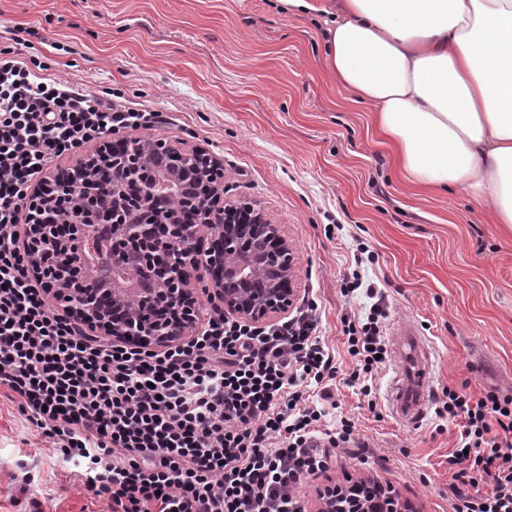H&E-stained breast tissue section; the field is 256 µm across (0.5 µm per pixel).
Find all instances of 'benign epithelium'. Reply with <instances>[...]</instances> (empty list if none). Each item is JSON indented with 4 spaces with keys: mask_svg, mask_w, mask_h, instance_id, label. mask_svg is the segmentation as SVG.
I'll return each instance as SVG.
<instances>
[{
    "mask_svg": "<svg viewBox=\"0 0 512 512\" xmlns=\"http://www.w3.org/2000/svg\"><path fill=\"white\" fill-rule=\"evenodd\" d=\"M163 173L168 194L181 206L168 208L151 195ZM143 182L133 196L127 182ZM79 195V211L69 200ZM224 168L208 151L164 139L109 140L66 170L49 171L26 199L24 235L33 272L46 283L55 307L115 343L163 348L194 335L199 306L193 281L224 312L252 323L288 313L298 297L297 255L281 225L259 203H221ZM208 231L209 246L180 255L174 242L194 244ZM104 235L112 243V266L133 258L138 281L108 283L85 267L86 242ZM204 256L199 264L195 253ZM318 512H408L390 489L369 483L352 490L329 487Z\"/></svg>",
    "mask_w": 512,
    "mask_h": 512,
    "instance_id": "benign-epithelium-1",
    "label": "benign epithelium"
}]
</instances>
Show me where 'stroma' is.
<instances>
[{
	"instance_id": "35a3bbf8",
	"label": "stroma",
	"mask_w": 512,
	"mask_h": 512,
	"mask_svg": "<svg viewBox=\"0 0 512 512\" xmlns=\"http://www.w3.org/2000/svg\"><path fill=\"white\" fill-rule=\"evenodd\" d=\"M325 17L277 0H0V50L40 76L136 110L162 113L127 138L198 145L224 165V199H254L297 255L298 297L316 300L320 335L339 377L329 399L311 390L321 429L353 422L361 446L332 449L327 470L298 486L305 512L318 491L372 477L420 512H453L448 456L456 423L428 411L408 426L389 412L392 372L374 379L375 408L343 378L352 371L342 320L365 297L341 283L358 246L361 273L385 295V330L416 325L435 350L431 399L450 387L512 394V231L488 205L408 183L369 105L325 66ZM72 464L0 398V512H102Z\"/></svg>"
}]
</instances>
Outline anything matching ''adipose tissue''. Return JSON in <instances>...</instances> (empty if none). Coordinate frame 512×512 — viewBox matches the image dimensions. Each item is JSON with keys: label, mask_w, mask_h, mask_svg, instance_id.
Returning <instances> with one entry per match:
<instances>
[{"label": "adipose tissue", "mask_w": 512, "mask_h": 512, "mask_svg": "<svg viewBox=\"0 0 512 512\" xmlns=\"http://www.w3.org/2000/svg\"><path fill=\"white\" fill-rule=\"evenodd\" d=\"M326 63L411 182L488 204L512 230V0H344Z\"/></svg>", "instance_id": "adipose-tissue-1"}]
</instances>
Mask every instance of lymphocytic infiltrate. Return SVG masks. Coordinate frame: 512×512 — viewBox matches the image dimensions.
<instances>
[{
  "label": "lymphocytic infiltrate",
  "instance_id": "obj_1",
  "mask_svg": "<svg viewBox=\"0 0 512 512\" xmlns=\"http://www.w3.org/2000/svg\"><path fill=\"white\" fill-rule=\"evenodd\" d=\"M158 121L0 56V394L83 466L111 512H304L294 487L329 463L313 443L323 413L305 392L339 377L315 302L274 326L218 311L162 350L116 344L53 309L19 245L39 169ZM344 291L371 300L343 319L355 361L344 383L369 399L387 352L383 293L359 278ZM435 412L460 422L448 464L475 489L457 493L453 512H512V396L451 389Z\"/></svg>",
  "mask_w": 512,
  "mask_h": 512
}]
</instances>
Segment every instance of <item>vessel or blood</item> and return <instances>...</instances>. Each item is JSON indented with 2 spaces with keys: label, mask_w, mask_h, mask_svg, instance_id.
<instances>
[{
  "label": "vessel or blood",
  "mask_w": 512,
  "mask_h": 512,
  "mask_svg": "<svg viewBox=\"0 0 512 512\" xmlns=\"http://www.w3.org/2000/svg\"><path fill=\"white\" fill-rule=\"evenodd\" d=\"M392 373L387 397L393 414L403 423L418 425L426 415L431 392L432 362L425 339L411 324L393 328Z\"/></svg>",
  "instance_id": "b4317fda"
}]
</instances>
